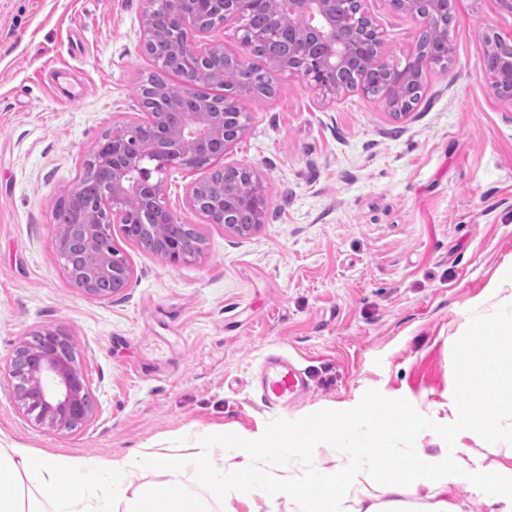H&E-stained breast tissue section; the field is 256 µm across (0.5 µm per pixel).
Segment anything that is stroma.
Segmentation results:
<instances>
[{
    "label": "stroma",
    "mask_w": 512,
    "mask_h": 512,
    "mask_svg": "<svg viewBox=\"0 0 512 512\" xmlns=\"http://www.w3.org/2000/svg\"><path fill=\"white\" fill-rule=\"evenodd\" d=\"M143 0H0V432L55 455L123 456L220 430L257 436L398 400L432 428L456 401L466 336L512 306V104L481 74L482 34L512 35V0H455L447 69L424 76L402 116L353 90L328 100L273 73L270 98L244 99L245 134L218 166H250L263 222L238 237L193 210L207 169H169L165 202L203 240L173 263L112 227L134 271L102 300L74 288L53 208L97 141L147 119L136 93L155 64L142 50ZM383 59L404 60L420 24L388 0H362ZM73 69L66 101L49 72ZM64 333L89 382L93 418L49 428L19 401L15 349ZM292 357L309 391L266 410L255 375Z\"/></svg>",
    "instance_id": "stroma-1"
}]
</instances>
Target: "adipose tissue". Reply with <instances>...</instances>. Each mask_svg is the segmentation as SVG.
Here are the masks:
<instances>
[{
    "label": "adipose tissue",
    "mask_w": 512,
    "mask_h": 512,
    "mask_svg": "<svg viewBox=\"0 0 512 512\" xmlns=\"http://www.w3.org/2000/svg\"><path fill=\"white\" fill-rule=\"evenodd\" d=\"M457 390L451 419L437 429L442 446L436 453L412 447L411 413L404 404L379 399L346 412L342 428L335 416L320 415L257 437L223 431L182 440L178 468L167 466L153 447L115 457L41 455L0 434V512H214V505L224 502L229 478L243 500L259 497L271 505L285 496L297 512H338L337 485L361 477L373 479L381 495L366 512H406L405 496L422 491L433 501L430 512H458L440 494L459 485L474 488L490 512H512V468L479 465L457 442L461 435L499 436L502 419L512 418V312L473 331L460 355ZM394 442L407 445L398 462L389 456ZM321 443L335 448L334 465L291 477L288 461L315 455ZM218 451L228 457L229 470L213 467ZM187 469L207 472L205 496L189 491L183 480ZM152 472L158 480L144 482ZM103 479L111 480V492L87 496V486Z\"/></svg>",
    "instance_id": "obj_1"
}]
</instances>
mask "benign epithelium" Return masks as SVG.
Here are the masks:
<instances>
[{
    "mask_svg": "<svg viewBox=\"0 0 512 512\" xmlns=\"http://www.w3.org/2000/svg\"><path fill=\"white\" fill-rule=\"evenodd\" d=\"M252 0H209L211 8L202 13L200 0H171L172 8L165 14L168 33L175 36L174 50L184 56L192 55L195 62L184 75L185 95L195 96V86L223 78L212 59L224 53L217 44L198 53L193 50V37L205 33L201 17L225 23L249 11ZM394 8L419 20L425 28L449 27L454 0H426L429 8H418L420 0H390ZM290 12L307 20L301 30L302 43L288 42V51L272 57L273 65L285 66L287 60L300 54L305 61L286 70L302 75L316 88L334 95L340 91L360 89L369 94L363 84V74L371 58L380 55V41L371 20L361 11H343L341 0H287ZM160 0H145L144 41L150 40L155 14ZM485 49L481 70L494 95L512 102V56L505 58L494 53L496 43H511L512 36L503 37L493 29L484 33ZM415 73L442 66V60L415 47L410 56ZM254 96V86L241 84L224 94L218 104L200 100L196 110L182 108L169 112L149 114L147 125L140 136L130 134L129 127L118 125L110 136L98 143L92 156L99 158L94 173L95 190L85 195L70 224L55 225V237L60 254L72 256L80 245L89 240L109 243L112 224L119 218L125 236L136 243L146 231L145 219L160 220L171 226L182 219L161 201L162 174L173 165L204 167L205 162L224 156V152L238 141L246 131L241 101ZM201 148V152L185 151L188 143ZM225 172L250 187L242 195L227 188H207L196 183L188 194L191 208L209 211L212 223L224 225V230L246 235L262 223L264 187L247 165L229 166ZM251 208L255 223L238 224L237 213ZM72 284L84 293L107 299L128 288L133 269L115 250L86 252L81 266L66 265ZM39 345L31 349L21 344L10 365L15 378L23 379L17 387L19 400L32 412H37L40 423L55 429H73L92 418L93 408L89 384L76 367L75 356L68 338L55 330L37 332Z\"/></svg>",
    "mask_w": 512,
    "mask_h": 512,
    "instance_id": "7a95c632",
    "label": "benign epithelium"
}]
</instances>
